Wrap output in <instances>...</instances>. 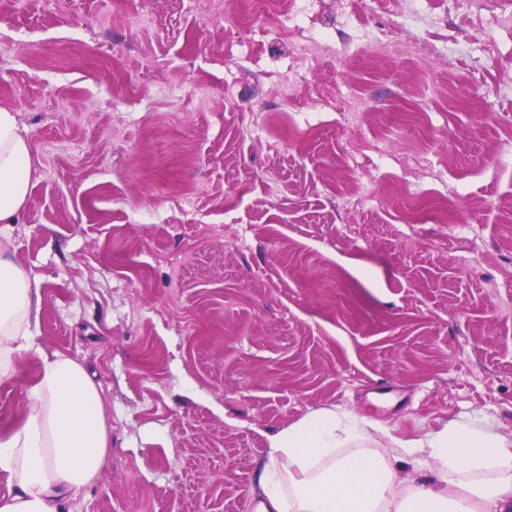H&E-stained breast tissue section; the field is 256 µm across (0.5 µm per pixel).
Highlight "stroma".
<instances>
[{
  "label": "stroma",
  "instance_id": "35a3bbf8",
  "mask_svg": "<svg viewBox=\"0 0 512 512\" xmlns=\"http://www.w3.org/2000/svg\"><path fill=\"white\" fill-rule=\"evenodd\" d=\"M223 5L0 0L10 254L112 432L70 512H251L319 410L512 432V0ZM32 156L14 112L0 108V237L15 223L29 192Z\"/></svg>",
  "mask_w": 512,
  "mask_h": 512
}]
</instances>
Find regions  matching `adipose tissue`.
Masks as SVG:
<instances>
[{
	"label": "adipose tissue",
	"instance_id": "1",
	"mask_svg": "<svg viewBox=\"0 0 512 512\" xmlns=\"http://www.w3.org/2000/svg\"><path fill=\"white\" fill-rule=\"evenodd\" d=\"M32 156L15 113L0 108V382L34 360L21 418L0 432V512H68L96 483L112 446L100 393L85 368L48 353L31 326V283L1 238L24 209ZM379 425L322 410L269 435L255 473V512H512V433L455 422L372 447Z\"/></svg>",
	"mask_w": 512,
	"mask_h": 512
}]
</instances>
